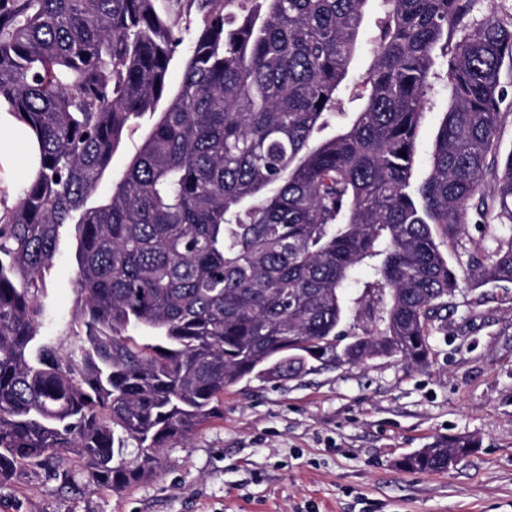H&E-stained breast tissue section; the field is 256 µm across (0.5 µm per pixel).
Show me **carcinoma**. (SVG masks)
Wrapping results in <instances>:
<instances>
[{"mask_svg": "<svg viewBox=\"0 0 512 512\" xmlns=\"http://www.w3.org/2000/svg\"><path fill=\"white\" fill-rule=\"evenodd\" d=\"M371 1L374 62L341 112ZM175 2L199 20L187 43L158 0H0V109L38 146L35 175L0 210V482L53 460L73 485L74 458L87 486L122 493L261 367L425 368L459 281L512 283V152L498 147L512 30L467 26L472 0ZM459 30L451 105L417 183L436 48ZM146 113L138 152L96 196ZM488 180L502 235L460 279L436 230L485 216ZM67 224L80 305L64 352L41 335V296ZM360 265L371 279L349 294ZM479 446L437 439L397 466L444 472Z\"/></svg>", "mask_w": 512, "mask_h": 512, "instance_id": "cac0c4a2", "label": "carcinoma"}]
</instances>
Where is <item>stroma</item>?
<instances>
[{
  "label": "stroma",
  "instance_id": "obj_1",
  "mask_svg": "<svg viewBox=\"0 0 512 512\" xmlns=\"http://www.w3.org/2000/svg\"><path fill=\"white\" fill-rule=\"evenodd\" d=\"M449 107L437 68L417 132L416 179ZM498 205L459 237L438 235L450 264L493 250ZM76 239L64 233L46 278L44 335L70 345ZM427 368L396 359L309 361L296 375L253 373L224 393V416L168 449L159 475L130 491L59 489L24 467L0 483V512H512V284L461 286ZM475 317H468L469 308ZM470 435L478 450L442 473L394 462L435 439Z\"/></svg>",
  "mask_w": 512,
  "mask_h": 512
}]
</instances>
